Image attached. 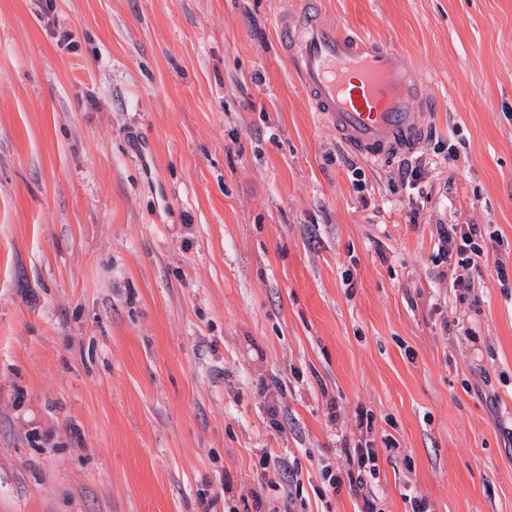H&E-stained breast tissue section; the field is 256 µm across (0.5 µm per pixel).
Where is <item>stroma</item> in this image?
I'll use <instances>...</instances> for the list:
<instances>
[{
  "instance_id": "obj_1",
  "label": "stroma",
  "mask_w": 512,
  "mask_h": 512,
  "mask_svg": "<svg viewBox=\"0 0 512 512\" xmlns=\"http://www.w3.org/2000/svg\"><path fill=\"white\" fill-rule=\"evenodd\" d=\"M321 5L422 62L411 156L312 111L291 0H0V512H361V440L382 512H512V0ZM438 250L447 251L450 267L454 253L456 259L455 271L458 267L470 269L480 267L481 262H487L481 241L483 234L477 224H441L437 228ZM460 241V244H458ZM344 450L351 459H353V462H356L358 465V476L355 478V483L361 492L363 499V510L361 511L379 512V510H377L378 504L376 502L379 498L371 491L369 481L364 477V475H366L367 478H376L377 454L375 449L370 448L368 444H365L364 448L362 445H358L356 448H352V450L350 448H344Z\"/></svg>"
}]
</instances>
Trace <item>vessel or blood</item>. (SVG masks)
I'll use <instances>...</instances> for the list:
<instances>
[{"instance_id":"vessel-or-blood-1","label":"vessel or blood","mask_w":512,"mask_h":512,"mask_svg":"<svg viewBox=\"0 0 512 512\" xmlns=\"http://www.w3.org/2000/svg\"><path fill=\"white\" fill-rule=\"evenodd\" d=\"M279 44L318 116L367 162L415 152L432 103L417 61L315 11L280 20Z\"/></svg>"}]
</instances>
